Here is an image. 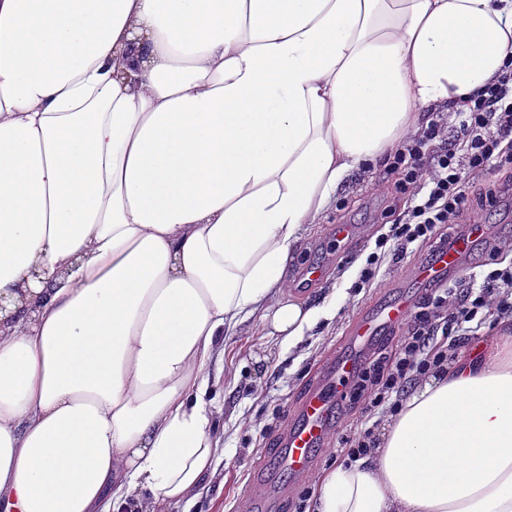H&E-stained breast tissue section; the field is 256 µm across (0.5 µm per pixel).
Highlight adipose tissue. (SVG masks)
Listing matches in <instances>:
<instances>
[{
    "mask_svg": "<svg viewBox=\"0 0 512 512\" xmlns=\"http://www.w3.org/2000/svg\"><path fill=\"white\" fill-rule=\"evenodd\" d=\"M512 61V0H0V512H166L216 473L224 340L293 339L303 225ZM313 512H512V318Z\"/></svg>",
    "mask_w": 512,
    "mask_h": 512,
    "instance_id": "obj_1",
    "label": "adipose tissue"
}]
</instances>
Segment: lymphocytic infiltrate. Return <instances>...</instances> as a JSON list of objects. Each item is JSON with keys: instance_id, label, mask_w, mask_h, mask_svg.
I'll return each instance as SVG.
<instances>
[{"instance_id": "lymphocytic-infiltrate-1", "label": "lymphocytic infiltrate", "mask_w": 512, "mask_h": 512, "mask_svg": "<svg viewBox=\"0 0 512 512\" xmlns=\"http://www.w3.org/2000/svg\"><path fill=\"white\" fill-rule=\"evenodd\" d=\"M512 170V67L450 106L386 161L405 207L377 241L393 258L410 247L448 245L447 225L473 209L470 190L490 173ZM512 317V265L489 270L482 283L459 279L428 289L402 327L395 354L363 363L342 401L396 410L419 379L448 361L445 338L471 335L478 313Z\"/></svg>"}]
</instances>
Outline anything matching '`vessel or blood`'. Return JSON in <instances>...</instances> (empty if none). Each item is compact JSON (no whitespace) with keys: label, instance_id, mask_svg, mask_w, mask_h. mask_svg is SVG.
<instances>
[{"label":"vessel or blood","instance_id":"1","mask_svg":"<svg viewBox=\"0 0 512 512\" xmlns=\"http://www.w3.org/2000/svg\"><path fill=\"white\" fill-rule=\"evenodd\" d=\"M467 230L466 237L448 249L414 265L411 276L417 287L453 278L462 271L472 244L488 236L490 227L473 215L468 219ZM411 309V296L402 293L365 310L352 323L344 347L320 364L314 384L290 407L287 429L274 434V448L256 465L250 496L257 512H270L286 483L307 476L318 453L329 441L340 395L360 368L367 347L389 328L406 321Z\"/></svg>","mask_w":512,"mask_h":512}]
</instances>
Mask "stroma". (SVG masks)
I'll return each mask as SVG.
<instances>
[{
  "instance_id": "1",
  "label": "stroma",
  "mask_w": 512,
  "mask_h": 512,
  "mask_svg": "<svg viewBox=\"0 0 512 512\" xmlns=\"http://www.w3.org/2000/svg\"><path fill=\"white\" fill-rule=\"evenodd\" d=\"M384 169L376 162L346 173L336 189V202L320 223L304 225L286 270L289 299L307 305L330 304L331 309L306 329L293 344L270 335L258 317H251L242 331L224 344V455L216 475L200 496L187 506L170 512H245L246 488L256 462L269 447L270 434L288 423V410L311 384L318 362L338 350L348 329L368 304L404 292L420 296L408 272L416 256L393 260L381 257L369 285L357 288L358 274L367 256L375 250V238L383 233L381 214L386 207L402 209L404 199L391 184L376 183ZM355 224L357 236L337 246L329 233L331 225ZM321 266L319 282H305L301 270ZM360 423L358 412H343L335 421L328 445L318 456L313 475L292 488L286 503L276 512H307L316 473L329 465L347 462L342 448Z\"/></svg>"
}]
</instances>
